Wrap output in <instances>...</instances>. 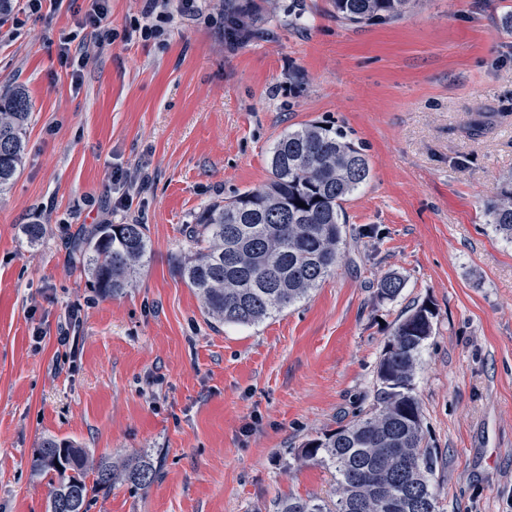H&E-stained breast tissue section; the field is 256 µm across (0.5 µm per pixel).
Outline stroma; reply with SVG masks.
<instances>
[{"mask_svg": "<svg viewBox=\"0 0 512 512\" xmlns=\"http://www.w3.org/2000/svg\"><path fill=\"white\" fill-rule=\"evenodd\" d=\"M257 33L229 47L217 24L165 44L123 32L144 0H109L117 34L62 0L0 26V94L23 87L26 162L0 193V512H47L31 461L42 437L94 456L152 454L149 488L114 484L89 512H274L331 500L332 469L296 463L306 440L368 410L400 316L436 312L416 394L439 463L443 512H512V243L484 203L512 174V0H419L403 20L353 27L330 0H257ZM82 53L80 77L62 45ZM361 142L371 178L346 203L350 244L311 296L257 326H211L175 273L201 207L270 177L273 143L304 124ZM146 173L129 208L112 174ZM139 220L151 253L137 288L104 298L69 253L84 227ZM41 224L29 243L23 225ZM405 281L395 300L376 282ZM90 10L85 12L81 25L90 28L99 48L111 46L116 34L109 20L108 0H93Z\"/></svg>", "mask_w": 512, "mask_h": 512, "instance_id": "stroma-1", "label": "stroma"}]
</instances>
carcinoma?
Here are the masks:
<instances>
[{
  "label": "carcinoma",
  "mask_w": 512,
  "mask_h": 512,
  "mask_svg": "<svg viewBox=\"0 0 512 512\" xmlns=\"http://www.w3.org/2000/svg\"><path fill=\"white\" fill-rule=\"evenodd\" d=\"M413 0H331L336 21L360 27L395 23ZM256 4L228 0L224 32L253 34ZM30 117L21 88L0 96V192L24 163ZM269 181L224 201L205 205L185 225L190 245L176 265L178 277L200 298L202 312L216 324L255 326L307 298L331 275L350 230L344 203L370 180L364 146L329 124L312 123L281 135L270 149ZM304 206H299V203ZM487 223L512 242V177L485 204ZM71 249L90 286L118 296L137 285L151 251L147 225L96 224L71 239ZM377 295L393 300L404 288L394 273L377 282ZM435 311L418 304L398 321L379 363L376 400L348 425L311 439L299 461H320L336 471V503L288 496L276 512H442L431 477L438 454L426 441L415 392V371L431 336ZM32 472L48 479L47 512H88L91 500L121 479L146 489L158 478L149 455L122 463L94 461L84 449L53 436L42 439Z\"/></svg>",
  "instance_id": "1"
}]
</instances>
